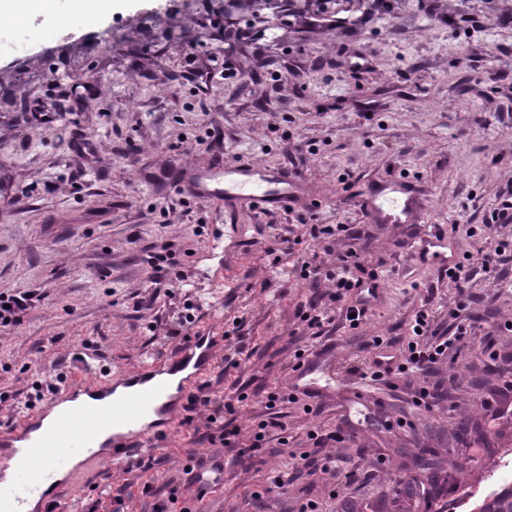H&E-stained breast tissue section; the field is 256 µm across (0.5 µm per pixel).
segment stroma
<instances>
[{"label":"stroma","instance_id":"stroma-1","mask_svg":"<svg viewBox=\"0 0 512 512\" xmlns=\"http://www.w3.org/2000/svg\"><path fill=\"white\" fill-rule=\"evenodd\" d=\"M246 0H110L86 17L73 0L55 16L0 24V291L41 296L23 324L0 331V393L24 399L34 382L77 373L73 354L127 370L176 348L166 332L191 300L194 328L224 339L218 396L244 389L235 423L264 414L261 387H289L296 352L320 355L317 398L284 407L288 443L226 462L203 512H477L512 486V273L478 272L453 287L414 263L415 239L448 229L460 258L477 259L480 234L512 192V0H291L288 17ZM342 17L341 27L323 17ZM367 59L353 69L355 57ZM212 89L193 95L191 71ZM253 161L305 179L333 205L224 221L218 205L173 191L169 171ZM406 174L423 208L406 224L381 222L374 183ZM313 224L334 235L312 237ZM190 284L150 286L146 257L160 237ZM220 249L209 251L211 241ZM356 251L378 297L358 328L344 319L313 333L297 315L320 301L303 261ZM448 325L475 327L448 361L412 379L363 384L352 358L403 357L420 307ZM370 336L378 348L363 349ZM365 387L366 399L351 393ZM434 406L416 401L420 389ZM341 434L336 473L295 472L287 493L274 476L311 432ZM188 429L162 442V463L130 474L96 463L63 496L82 512L102 488L130 482L125 512H150L144 483L182 485ZM433 458L432 476L415 465Z\"/></svg>","mask_w":512,"mask_h":512}]
</instances>
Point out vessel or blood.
Masks as SVG:
<instances>
[{
  "instance_id": "vessel-or-blood-1",
  "label": "vessel or blood",
  "mask_w": 512,
  "mask_h": 512,
  "mask_svg": "<svg viewBox=\"0 0 512 512\" xmlns=\"http://www.w3.org/2000/svg\"><path fill=\"white\" fill-rule=\"evenodd\" d=\"M173 182L193 199L224 205L226 218L232 220L243 209L254 213L288 209L300 200L304 188L300 178L284 170L257 163L227 166L220 161L204 170H179ZM413 190V181L397 176L374 189L385 221L401 222L409 212ZM412 256L443 267L457 262L448 251L447 232L437 229L416 244ZM223 347V337L202 333L169 355L118 373L102 368L97 359H85L84 377L71 380L47 400L51 406L72 402V410L48 426L44 410L38 409L0 431V459L14 462L9 482L0 486V512H28L31 496L49 497L48 481L71 477L75 459L96 460L100 449H107L116 471L123 470L132 455L153 452L157 435L172 431L190 393ZM178 372L184 379L177 393H169L160 377ZM119 385L128 387L129 393L116 399L112 392Z\"/></svg>"
}]
</instances>
